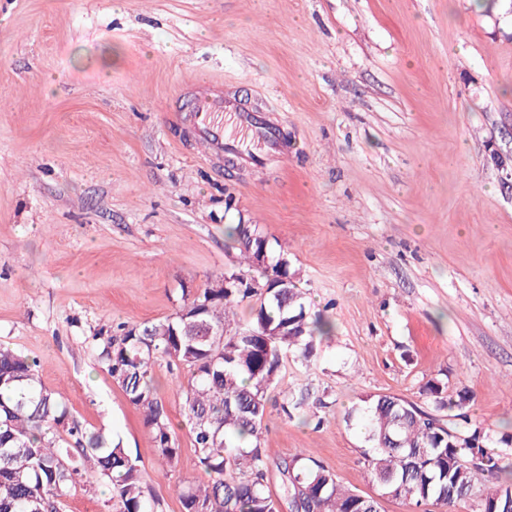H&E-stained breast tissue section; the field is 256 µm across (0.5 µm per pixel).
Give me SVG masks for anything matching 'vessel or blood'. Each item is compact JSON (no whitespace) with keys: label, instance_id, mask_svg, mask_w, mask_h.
<instances>
[{"label":"vessel or blood","instance_id":"vessel-or-blood-1","mask_svg":"<svg viewBox=\"0 0 512 512\" xmlns=\"http://www.w3.org/2000/svg\"><path fill=\"white\" fill-rule=\"evenodd\" d=\"M174 119L190 126L194 145L202 146L209 157L234 152L235 143L224 136V127L229 122L239 136L262 138L282 152L288 148L282 131L267 121L260 110L245 108L237 94L214 93L206 83L197 86L188 111L175 113Z\"/></svg>","mask_w":512,"mask_h":512}]
</instances>
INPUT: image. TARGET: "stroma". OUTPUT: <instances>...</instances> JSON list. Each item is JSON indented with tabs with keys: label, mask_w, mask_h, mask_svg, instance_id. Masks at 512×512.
Listing matches in <instances>:
<instances>
[{
	"label": "stroma",
	"mask_w": 512,
	"mask_h": 512,
	"mask_svg": "<svg viewBox=\"0 0 512 512\" xmlns=\"http://www.w3.org/2000/svg\"><path fill=\"white\" fill-rule=\"evenodd\" d=\"M194 79L272 108L289 154L185 152L170 115ZM494 151L512 157V0H0V346L38 362L71 418L120 437L155 512H181L178 487L207 479L190 373L153 370L169 469L94 337L239 271L227 230L252 224L332 327L285 371L323 399L320 426L272 393L278 512L276 465L305 449L377 494L345 416L379 395L433 411L430 380L468 393L449 426L479 428L512 466V189ZM61 512H111L104 481L78 478Z\"/></svg>",
	"instance_id": "1"
}]
</instances>
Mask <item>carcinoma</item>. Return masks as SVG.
I'll return each mask as SVG.
<instances>
[{
    "instance_id": "cac0c4a2",
    "label": "carcinoma",
    "mask_w": 512,
    "mask_h": 512,
    "mask_svg": "<svg viewBox=\"0 0 512 512\" xmlns=\"http://www.w3.org/2000/svg\"><path fill=\"white\" fill-rule=\"evenodd\" d=\"M248 271L260 273L263 298L240 323L236 309L257 295L255 288H225L209 283L174 316L143 324L121 323L117 333L99 337V357L107 373L139 411L162 462L178 461L166 406L157 395V361L190 372L183 389L184 411L199 464L209 480L179 492L182 512H275L267 487L268 466L261 448L263 422L272 404L270 389L282 380L288 354L305 359L331 326L310 312L294 281L288 259L267 252L269 266L257 264L269 245L250 224L231 227ZM212 336H195L199 328ZM37 362L0 348V512H60V499L81 473L92 472L111 492L112 512H154L143 489L135 459L122 443L71 419L65 404L38 379ZM424 394L437 409L460 408L467 393L444 395L437 381ZM283 410L303 420L309 394H283ZM367 459L380 496L427 501L451 509L457 497L478 487L492 505L512 499V482H503L500 457L479 430L467 433L471 444L457 441L455 429L437 416L394 396L382 395L363 412ZM281 496L293 512H378L379 502L342 485L336 474L299 453L277 464Z\"/></svg>"
}]
</instances>
